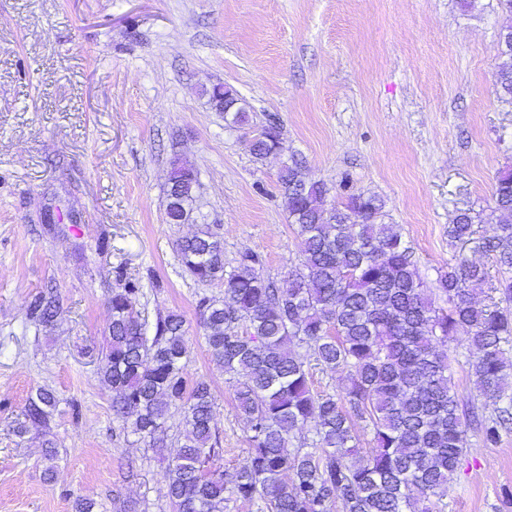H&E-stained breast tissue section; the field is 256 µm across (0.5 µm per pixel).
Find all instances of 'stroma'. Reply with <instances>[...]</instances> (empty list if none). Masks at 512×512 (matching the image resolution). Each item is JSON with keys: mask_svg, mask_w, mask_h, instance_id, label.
Masks as SVG:
<instances>
[{"mask_svg": "<svg viewBox=\"0 0 512 512\" xmlns=\"http://www.w3.org/2000/svg\"><path fill=\"white\" fill-rule=\"evenodd\" d=\"M511 20L499 0H0V512H74L82 498L96 512H171L166 460L113 420L97 373L112 293L128 282L147 323L183 316L187 377L215 396L220 463L248 461L234 380L196 316L224 284L184 272L176 242L196 224L165 216L173 158L198 174L197 224L219 228L227 269L245 251L279 282L297 266L278 184L294 160L332 199H383L429 290L456 256L493 266V224L464 244L448 226L489 211L512 164V101L495 86ZM216 83L249 106V128L212 107ZM271 120L283 150L259 162L248 142ZM47 291L61 306L50 330L27 317ZM41 386L58 399L50 433L16 436ZM468 441L433 512H512V432Z\"/></svg>", "mask_w": 512, "mask_h": 512, "instance_id": "35a3bbf8", "label": "stroma"}]
</instances>
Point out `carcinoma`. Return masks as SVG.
<instances>
[{"label": "carcinoma", "mask_w": 512, "mask_h": 512, "mask_svg": "<svg viewBox=\"0 0 512 512\" xmlns=\"http://www.w3.org/2000/svg\"><path fill=\"white\" fill-rule=\"evenodd\" d=\"M496 43L495 84L512 100V24ZM212 107L234 126L249 124L242 99L209 92ZM280 142L269 122L250 141L262 161ZM168 196L192 209L197 182L173 163ZM283 205L296 226L300 262L280 285L256 272L261 256L240 255L226 271L224 238L209 224L179 239L184 270L198 282L224 281V297L197 304L211 358L236 378V410L247 423L250 455L241 468L218 466L223 453L214 424L215 398L205 381L185 376L188 340L181 314L158 315L146 333L137 309L140 289L128 283L112 293L109 334L98 374L112 391L113 420L162 454L172 406L184 409V439L169 463L165 497L172 512H224L226 495L261 500L269 512H430L427 502L447 491L467 449L468 431L495 445L512 421V165L498 172L494 206L485 215L460 211L448 239L467 242L474 225L495 223L484 242L502 270L492 280L485 264L459 257L439 271L438 298L425 288L413 251L385 203L350 195L327 202L330 188L307 177L294 160L279 173ZM500 302L483 305L485 286ZM59 302L36 296L27 307L34 324L53 327ZM464 334L475 351L471 368L482 403L462 398L448 354L438 349ZM312 352L324 371L347 372L339 394L313 389ZM58 400L39 387L24 407L16 433L49 432ZM311 438L293 444L296 432ZM372 448H359L360 435Z\"/></svg>", "instance_id": "1"}]
</instances>
